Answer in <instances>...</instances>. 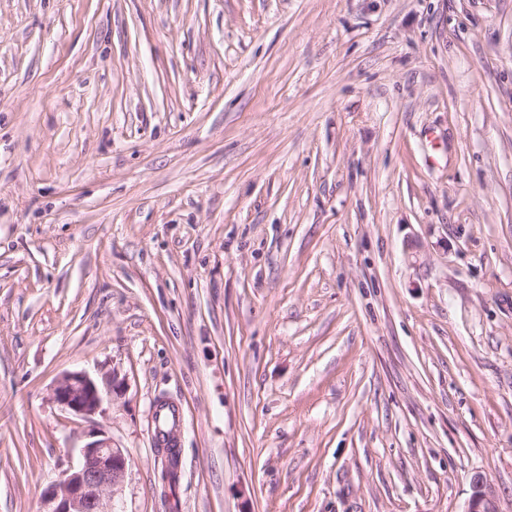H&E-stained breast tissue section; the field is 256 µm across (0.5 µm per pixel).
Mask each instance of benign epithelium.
Listing matches in <instances>:
<instances>
[{
  "mask_svg": "<svg viewBox=\"0 0 512 512\" xmlns=\"http://www.w3.org/2000/svg\"><path fill=\"white\" fill-rule=\"evenodd\" d=\"M123 390L124 380L115 371L102 385L84 371H72L58 381L52 398L69 413L88 418L99 412L104 396ZM88 437L79 448L77 464L44 490L42 512H118L114 496L124 480L128 457L104 434L92 431ZM472 487L466 512H498L484 477H474Z\"/></svg>",
  "mask_w": 512,
  "mask_h": 512,
  "instance_id": "7a95c632",
  "label": "benign epithelium"
}]
</instances>
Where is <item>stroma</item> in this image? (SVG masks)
I'll return each mask as SVG.
<instances>
[{"label": "stroma", "mask_w": 512, "mask_h": 512, "mask_svg": "<svg viewBox=\"0 0 512 512\" xmlns=\"http://www.w3.org/2000/svg\"><path fill=\"white\" fill-rule=\"evenodd\" d=\"M92 430L120 512H512V0H0V512ZM124 380L118 373L106 380L101 387L97 380L84 371L65 373L52 392L53 400L64 410L80 418H88L101 409L104 395L121 393ZM473 493L465 512H498L495 501L488 491V482L482 476H475L472 481Z\"/></svg>", "instance_id": "35a3bbf8"}]
</instances>
